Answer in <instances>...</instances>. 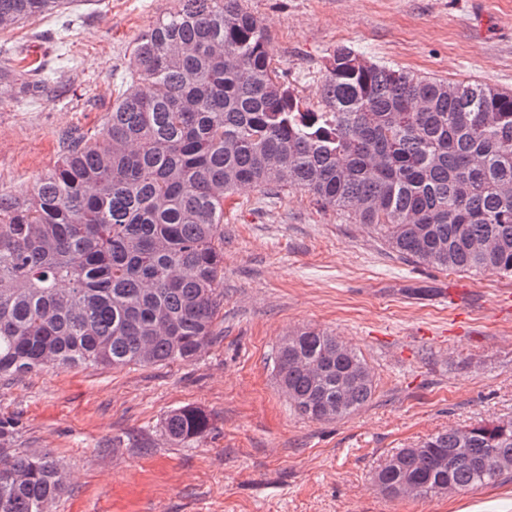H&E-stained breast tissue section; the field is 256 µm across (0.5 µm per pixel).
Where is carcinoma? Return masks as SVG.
Returning <instances> with one entry per match:
<instances>
[{
    "label": "carcinoma",
    "mask_w": 512,
    "mask_h": 512,
    "mask_svg": "<svg viewBox=\"0 0 512 512\" xmlns=\"http://www.w3.org/2000/svg\"><path fill=\"white\" fill-rule=\"evenodd\" d=\"M64 0H0V31ZM241 0H179L142 33L99 131L70 134L32 192L0 195V378L43 367L190 361L224 300V201L243 184L308 193L380 230L399 256L512 276V91L354 64L338 46L312 101L288 81ZM49 62L0 47V81L40 87ZM274 372L313 421L375 391L355 349L319 329L288 335ZM208 416L167 415L168 441ZM0 418V512H48L65 491L48 453L11 450ZM512 473V421L455 428L404 448L374 477L426 499Z\"/></svg>",
    "instance_id": "cac0c4a2"
}]
</instances>
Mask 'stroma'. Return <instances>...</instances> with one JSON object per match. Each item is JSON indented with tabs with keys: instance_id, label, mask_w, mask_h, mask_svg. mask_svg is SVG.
<instances>
[{
	"instance_id": "obj_1",
	"label": "stroma",
	"mask_w": 512,
	"mask_h": 512,
	"mask_svg": "<svg viewBox=\"0 0 512 512\" xmlns=\"http://www.w3.org/2000/svg\"><path fill=\"white\" fill-rule=\"evenodd\" d=\"M289 80L315 97L330 53L512 91V0H243ZM177 0H70L10 33L20 55L56 51L49 83L0 104V193L30 190L73 131L101 129L136 38ZM512 277L400 258L354 216L302 191H238L224 205V302L194 360L44 368L0 379L12 447L50 449L67 474L49 512H512V476L472 491L391 498L372 476L429 435L512 421ZM316 328L360 351L375 393L350 417L296 414L273 349ZM195 407L192 447L162 433ZM208 425L209 418L203 411L184 407L167 415L163 431L172 445L183 446L203 436Z\"/></svg>"
}]
</instances>
